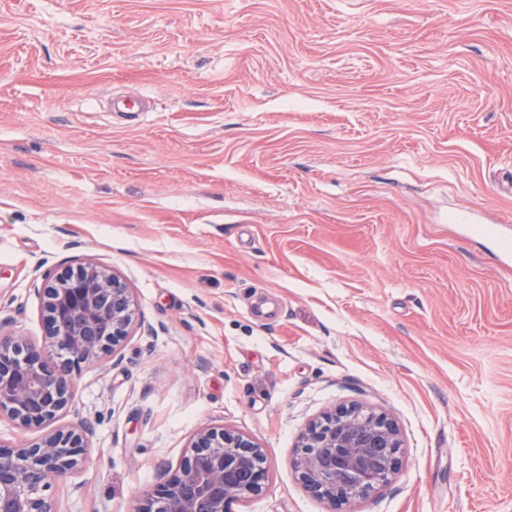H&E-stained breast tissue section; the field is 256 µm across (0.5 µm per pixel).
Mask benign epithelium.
Returning a JSON list of instances; mask_svg holds the SVG:
<instances>
[{
    "mask_svg": "<svg viewBox=\"0 0 512 512\" xmlns=\"http://www.w3.org/2000/svg\"><path fill=\"white\" fill-rule=\"evenodd\" d=\"M37 293L43 338L37 344L0 334V417L39 429L72 397L71 375L120 343L138 320L130 288L120 276L86 260L49 268ZM90 427L58 429L22 448L0 443V512H53L44 491L82 468ZM401 433L385 413L342 405L310 423L292 462L307 491L336 506L367 497L400 466ZM266 454L251 437L207 428L190 439L165 482L135 512H232L262 491Z\"/></svg>",
    "mask_w": 512,
    "mask_h": 512,
    "instance_id": "7a95c632",
    "label": "benign epithelium"
}]
</instances>
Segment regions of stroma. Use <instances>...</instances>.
<instances>
[{
	"label": "stroma",
	"mask_w": 512,
	"mask_h": 512,
	"mask_svg": "<svg viewBox=\"0 0 512 512\" xmlns=\"http://www.w3.org/2000/svg\"><path fill=\"white\" fill-rule=\"evenodd\" d=\"M512 0H0V330L90 258L144 324L74 377L58 512H134L204 428L235 512H328L291 465L356 403L401 466L351 512H512Z\"/></svg>",
	"instance_id": "35a3bbf8"
}]
</instances>
